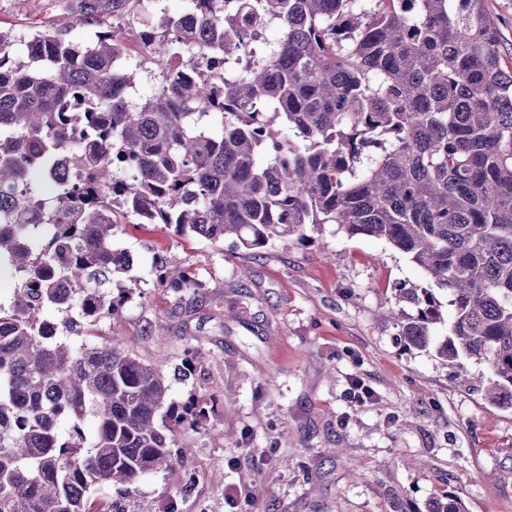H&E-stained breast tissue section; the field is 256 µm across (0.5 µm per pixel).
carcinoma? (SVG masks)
I'll list each match as a JSON object with an SVG mask.
<instances>
[{
    "label": "carcinoma",
    "instance_id": "carcinoma-1",
    "mask_svg": "<svg viewBox=\"0 0 512 512\" xmlns=\"http://www.w3.org/2000/svg\"><path fill=\"white\" fill-rule=\"evenodd\" d=\"M187 2L112 0L124 36L84 45L0 29V512H124L112 488L175 467L207 417L122 337L70 341L137 282L123 220L246 251L320 224L384 239L426 275L395 288L400 335L429 347L447 291L436 354L485 364L512 409V65L485 0ZM148 65L140 101L130 67ZM151 271L204 288L164 255Z\"/></svg>",
    "mask_w": 512,
    "mask_h": 512
}]
</instances>
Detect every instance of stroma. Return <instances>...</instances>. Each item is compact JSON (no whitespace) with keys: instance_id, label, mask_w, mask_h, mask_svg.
Masks as SVG:
<instances>
[{"instance_id":"obj_1","label":"stroma","mask_w":512,"mask_h":512,"mask_svg":"<svg viewBox=\"0 0 512 512\" xmlns=\"http://www.w3.org/2000/svg\"><path fill=\"white\" fill-rule=\"evenodd\" d=\"M69 2L0 0V28L21 40L65 26L78 44L111 28V9L87 25ZM121 229L138 281L93 338L124 336L172 374L174 401L210 398L206 424L219 432L178 436L181 465L142 480L128 512H163L171 498L180 512H428L445 492L465 512H512V409L472 387L482 365L406 345L392 288L424 278L406 255L335 224L254 253L161 224ZM165 250L196 271L202 296L154 287ZM190 350L185 381L175 372Z\"/></svg>"}]
</instances>
